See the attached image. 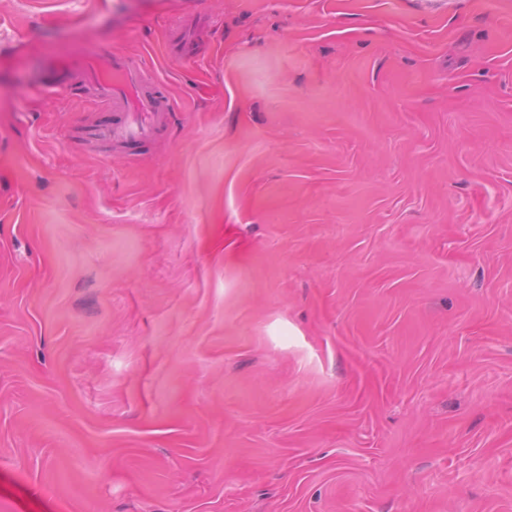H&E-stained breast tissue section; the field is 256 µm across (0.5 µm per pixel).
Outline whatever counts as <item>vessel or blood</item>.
Segmentation results:
<instances>
[{
	"label": "vessel or blood",
	"mask_w": 512,
	"mask_h": 512,
	"mask_svg": "<svg viewBox=\"0 0 512 512\" xmlns=\"http://www.w3.org/2000/svg\"><path fill=\"white\" fill-rule=\"evenodd\" d=\"M59 70V75L39 79L32 85V93L54 95L63 88L62 76L68 73L91 88L93 104L119 114L118 120L92 128L89 136L93 140L135 150L153 139L176 109L174 99L149 75L144 53L92 50L79 60L62 62Z\"/></svg>",
	"instance_id": "obj_1"
}]
</instances>
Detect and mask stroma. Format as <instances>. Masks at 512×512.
Here are the masks:
<instances>
[{"label":"stroma","instance_id":"obj_1","mask_svg":"<svg viewBox=\"0 0 512 512\" xmlns=\"http://www.w3.org/2000/svg\"><path fill=\"white\" fill-rule=\"evenodd\" d=\"M0 512H512V0H0ZM143 52L103 53L92 50L77 61H62L58 73L75 76L92 90L90 101L112 111L124 113L112 123H101L88 136L112 142L128 150L153 139L176 102L151 78Z\"/></svg>","mask_w":512,"mask_h":512}]
</instances>
